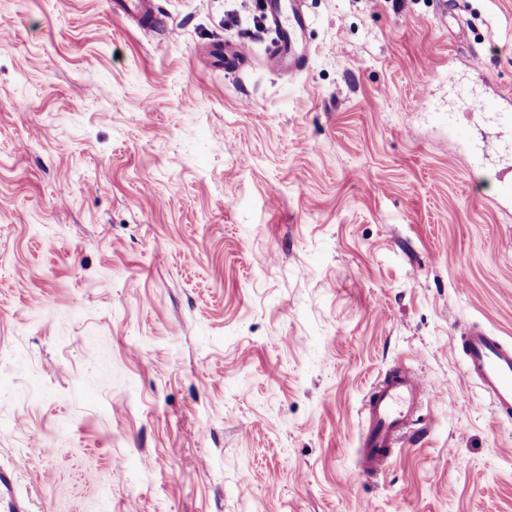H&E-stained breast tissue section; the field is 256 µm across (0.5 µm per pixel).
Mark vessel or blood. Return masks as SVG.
<instances>
[{"mask_svg":"<svg viewBox=\"0 0 512 512\" xmlns=\"http://www.w3.org/2000/svg\"><path fill=\"white\" fill-rule=\"evenodd\" d=\"M303 0H272L269 25L275 36L271 40L266 60L270 68L293 73L302 69L307 59L305 31L307 15ZM115 14L134 18L137 23L158 26L151 0H112ZM223 56L224 64L235 67L249 60L247 42L225 47L213 44L208 58ZM466 373L476 378L488 394L496 416L512 414V344L478 327L463 332ZM438 389L411 370L386 376L374 389L365 405L363 446L370 471H378L391 461L398 442L404 439L416 420L421 401L435 399Z\"/></svg>","mask_w":512,"mask_h":512,"instance_id":"b4317fda","label":"vessel or blood"}]
</instances>
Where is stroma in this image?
<instances>
[{
    "mask_svg": "<svg viewBox=\"0 0 512 512\" xmlns=\"http://www.w3.org/2000/svg\"><path fill=\"white\" fill-rule=\"evenodd\" d=\"M155 7L0 0L13 512H512V419L452 344L512 343V125L473 108L512 110V0H305L291 76L266 0ZM404 363L442 394L369 476ZM112 11L118 15L132 17L141 25L149 21L153 27L160 26L153 4L149 0H113Z\"/></svg>",
    "mask_w": 512,
    "mask_h": 512,
    "instance_id": "35a3bbf8",
    "label": "stroma"
}]
</instances>
